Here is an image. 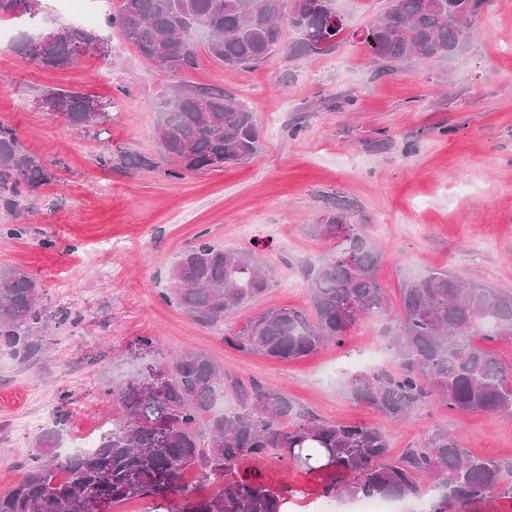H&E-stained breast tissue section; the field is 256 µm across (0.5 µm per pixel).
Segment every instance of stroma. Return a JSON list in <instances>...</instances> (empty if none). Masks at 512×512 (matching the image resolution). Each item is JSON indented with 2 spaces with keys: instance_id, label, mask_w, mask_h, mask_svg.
<instances>
[{
  "instance_id": "35a3bbf8",
  "label": "stroma",
  "mask_w": 512,
  "mask_h": 512,
  "mask_svg": "<svg viewBox=\"0 0 512 512\" xmlns=\"http://www.w3.org/2000/svg\"><path fill=\"white\" fill-rule=\"evenodd\" d=\"M339 6L350 34L329 53L281 52L246 68L204 56L175 77L101 23L95 30L109 56L88 52L68 67L45 68L11 48L22 20L0 21V122L54 174L26 210L0 214V271L31 274L52 317L36 362L22 365L0 351V493L16 483L43 438L20 434L21 421L46 412L47 430L61 436L98 433L102 421L121 414L108 389L186 350L209 356L229 379L281 387L323 420L380 428L395 454L443 427L474 455L512 458V422L495 415L453 414L433 401L394 425L348 396V361L376 352L379 367L397 368L381 321H360L343 347L294 361L224 344L225 330L244 327L261 310L306 307L301 267L334 250L307 227L337 212L382 252L379 279L391 301L405 280L432 268L512 291V0H491L460 53L386 72L362 38L386 0ZM179 82L219 87L243 101L260 152L241 164L171 177L158 158L156 106ZM48 88L111 101L107 134L72 127L37 106L38 92ZM103 153L111 163L100 164ZM129 153L152 158L153 168L127 166ZM14 226L23 227L22 236L9 235ZM47 239L52 247H44ZM202 240L254 250L274 271L266 293L218 327L199 325L163 300L177 257ZM63 307L78 323L56 320ZM146 337L148 349L141 346ZM244 470L287 489L288 512H321L327 502L322 473L274 455ZM327 503L333 512H353L351 499Z\"/></svg>"
}]
</instances>
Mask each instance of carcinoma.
Instances as JSON below:
<instances>
[{"mask_svg":"<svg viewBox=\"0 0 512 512\" xmlns=\"http://www.w3.org/2000/svg\"><path fill=\"white\" fill-rule=\"evenodd\" d=\"M40 0H0V19L35 18ZM121 0L107 17L149 65L170 76L196 68L200 51L228 67L252 66L286 51L294 56L329 52L344 30L336 0ZM489 0H388L367 27L365 43L385 63L410 58L439 60L472 40ZM288 25H283V21ZM104 43L91 30L64 26L38 55L21 36L13 51L48 68H65L81 45ZM37 102L61 113L74 127L105 123L110 113L91 96L45 90ZM161 154L181 178L251 159L259 151L254 115L220 88L176 84L157 106ZM53 180L14 127L0 122V210L15 214ZM310 232L336 242V253L306 274L309 307L270 308L245 328L224 333V343L243 353L292 360L327 344L344 345L346 332L363 318L384 321L381 337L398 371L356 372L346 389L358 403L391 421H404L430 399L455 413L483 412L512 419V363L473 343L512 342V291L468 283L446 269L405 281L400 309L378 270L382 255L358 225L338 212ZM273 272L249 251L202 241L172 268V287L162 299L204 324L245 307L270 287ZM48 317L33 278L0 273V349L22 364L40 356ZM224 369L199 352H185L166 369H152L109 395L122 409L89 452L61 461L32 455L24 475L6 494L0 512H111L133 498L177 493V512H282L287 498L250 475L237 476L247 461L276 454L308 472L327 470L322 496L408 502L429 480L438 494L427 512H493L512 501V458H480L444 429L389 457L386 433L366 424L322 421L295 407L269 385H239L249 401L242 411L214 412L224 398ZM327 463L314 466L319 452ZM194 469L221 491L200 497L182 483Z\"/></svg>","mask_w":512,"mask_h":512,"instance_id":"obj_1","label":"carcinoma"}]
</instances>
